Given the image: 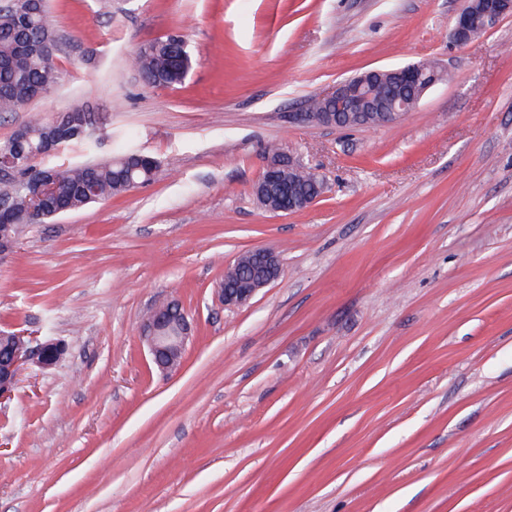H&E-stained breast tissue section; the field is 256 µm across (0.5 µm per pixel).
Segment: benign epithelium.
<instances>
[{"label": "benign epithelium", "instance_id": "7a95c632", "mask_svg": "<svg viewBox=\"0 0 512 512\" xmlns=\"http://www.w3.org/2000/svg\"><path fill=\"white\" fill-rule=\"evenodd\" d=\"M506 16H512V0H481L480 12L471 14L467 5H462L451 31V41L456 46H465L485 32L494 29ZM393 81L401 86L410 87L414 94L408 98H396L390 101L385 111L384 124L397 122L401 117L417 109L421 100L437 83V66L430 60L407 64L394 69H374L357 77L344 80L335 89L321 96L331 104V110L314 114L320 122L339 127L341 118L351 113L365 116L377 109L379 98L373 96L371 89L381 83ZM293 166L275 157L270 159L261 178L254 184L252 193L263 200L276 191L288 200V205L280 209L282 213L304 210L315 202L313 198L296 201L289 193V183L282 173L284 166ZM54 176L50 172L41 174L40 181L29 188V195L47 202L53 189ZM252 265L243 276V280L227 287L219 284L217 291L224 307L228 309L242 306L255 294L268 287L282 274L283 267L279 257L272 251L257 248L251 250ZM177 304L169 303L151 310L143 324V339L146 342L153 364L160 370L174 369L172 360L183 354L191 335V324L186 316L175 311ZM3 337L17 343V346L5 353L0 347V402L11 397L21 369L29 364L42 369L58 365L60 351L64 345L59 342L43 341L36 336L23 332L1 333Z\"/></svg>", "mask_w": 512, "mask_h": 512}]
</instances>
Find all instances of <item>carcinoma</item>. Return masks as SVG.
Wrapping results in <instances>:
<instances>
[{
	"mask_svg": "<svg viewBox=\"0 0 512 512\" xmlns=\"http://www.w3.org/2000/svg\"><path fill=\"white\" fill-rule=\"evenodd\" d=\"M27 0H8L0 6V89L13 91V95L0 97V112H13L26 105L24 92L30 87L49 91L58 83L59 72L54 64L46 63L42 47L59 43L54 29L47 19L46 5H40L39 13ZM179 36H169L142 48L134 58L143 79L156 86H174L181 83L191 67V56H182ZM59 121L70 124L68 134L56 143L54 154L67 146L90 143L96 138L95 113L74 107L59 114ZM53 132V121L35 115L17 132L0 142V158L13 161L17 168V181L0 179V198H15L13 208L0 224L8 225L4 232L17 237L31 224L74 212L102 198L124 193L137 185L150 182L158 168L155 158L142 167L137 161L140 152H120L101 162L72 165L57 164L47 167L54 173L55 189L62 202L59 211H44L41 202H27L26 194L19 192V183L37 179V169L31 157L41 152L45 140ZM320 178L310 170L296 168L290 174V183L308 195L318 193L316 183Z\"/></svg>",
	"mask_w": 512,
	"mask_h": 512,
	"instance_id": "1",
	"label": "carcinoma"
}]
</instances>
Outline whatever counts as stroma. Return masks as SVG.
Returning <instances> with one entry per match:
<instances>
[{
    "label": "stroma",
    "instance_id": "stroma-1",
    "mask_svg": "<svg viewBox=\"0 0 512 512\" xmlns=\"http://www.w3.org/2000/svg\"><path fill=\"white\" fill-rule=\"evenodd\" d=\"M461 0H47L61 80L0 113L98 112L58 162L154 156L153 180L26 228L0 257V332L65 343L0 402V512H512V16L464 47ZM181 36L182 84L131 60ZM448 81L375 129L309 114L373 68ZM312 206L251 188L269 148ZM263 247L281 277L224 308ZM180 304L175 372L142 323ZM324 186L323 181L316 177L310 170L302 168L294 169L290 174V183L303 194H318L316 183Z\"/></svg>",
    "mask_w": 512,
    "mask_h": 512
}]
</instances>
